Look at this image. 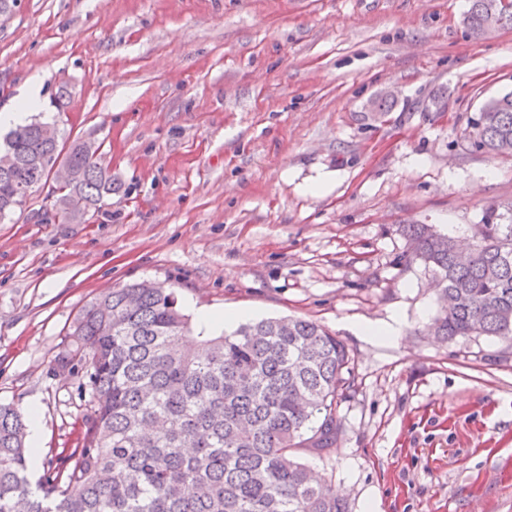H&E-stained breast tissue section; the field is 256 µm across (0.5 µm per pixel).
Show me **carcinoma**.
I'll list each match as a JSON object with an SVG mask.
<instances>
[{
  "instance_id": "carcinoma-1",
  "label": "carcinoma",
  "mask_w": 512,
  "mask_h": 512,
  "mask_svg": "<svg viewBox=\"0 0 512 512\" xmlns=\"http://www.w3.org/2000/svg\"><path fill=\"white\" fill-rule=\"evenodd\" d=\"M465 17L485 34L486 5ZM34 119L4 138L23 159L44 145ZM471 146L512 156V92L487 99L472 119ZM92 143L71 141L66 158L82 170L59 188L82 213L112 195V176ZM49 177L21 164L0 174V218L26 202L24 188ZM491 208L472 227L469 253L429 224L403 227L406 266L421 264L442 305L430 325L443 341L493 336L512 347V218ZM190 318L166 288H114L89 303L55 366L86 365L92 416L76 448L31 482L28 414L0 404V512H347L329 482L313 479L298 452H322L338 437L335 402L350 364L324 326L280 317L206 336L187 351Z\"/></svg>"
}]
</instances>
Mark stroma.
<instances>
[{
    "mask_svg": "<svg viewBox=\"0 0 512 512\" xmlns=\"http://www.w3.org/2000/svg\"><path fill=\"white\" fill-rule=\"evenodd\" d=\"M469 0H17L0 17V110L42 82L37 118L100 143L121 184L82 223L51 185L0 220V404L37 406L39 453L77 445L68 330L106 290L171 288L207 318L311 319L351 358L340 435L301 460L350 512H512V352L443 342L402 224L466 237L512 205V158L469 122L512 91V28L472 35ZM394 91L391 112L368 103ZM63 108H56V100ZM399 321L397 339L356 323Z\"/></svg>",
    "mask_w": 512,
    "mask_h": 512,
    "instance_id": "stroma-1",
    "label": "stroma"
}]
</instances>
